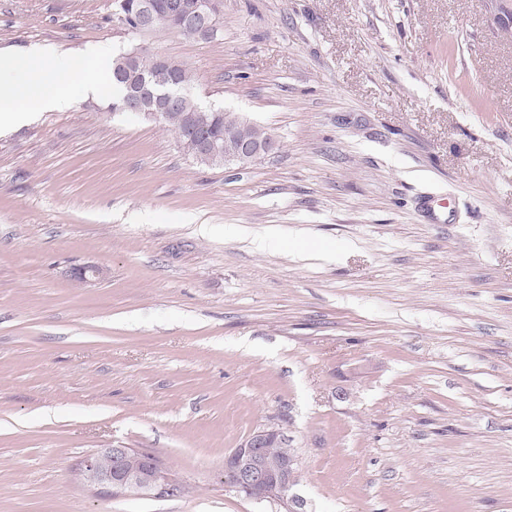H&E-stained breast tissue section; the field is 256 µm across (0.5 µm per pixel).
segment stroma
I'll return each mask as SVG.
<instances>
[{
  "label": "stroma",
  "instance_id": "stroma-1",
  "mask_svg": "<svg viewBox=\"0 0 512 512\" xmlns=\"http://www.w3.org/2000/svg\"><path fill=\"white\" fill-rule=\"evenodd\" d=\"M112 13L0 0V49L146 43L278 149L204 166L79 92L0 133V512H284L224 487L267 425L302 512H512V0H224L210 42ZM118 445L186 494L75 480Z\"/></svg>",
  "mask_w": 512,
  "mask_h": 512
}]
</instances>
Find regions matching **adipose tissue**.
Instances as JSON below:
<instances>
[{
  "instance_id": "1",
  "label": "adipose tissue",
  "mask_w": 512,
  "mask_h": 512,
  "mask_svg": "<svg viewBox=\"0 0 512 512\" xmlns=\"http://www.w3.org/2000/svg\"><path fill=\"white\" fill-rule=\"evenodd\" d=\"M112 52L96 47L73 54L53 46L24 52L0 49V131L29 122L34 113L68 106L72 90L111 97Z\"/></svg>"
}]
</instances>
